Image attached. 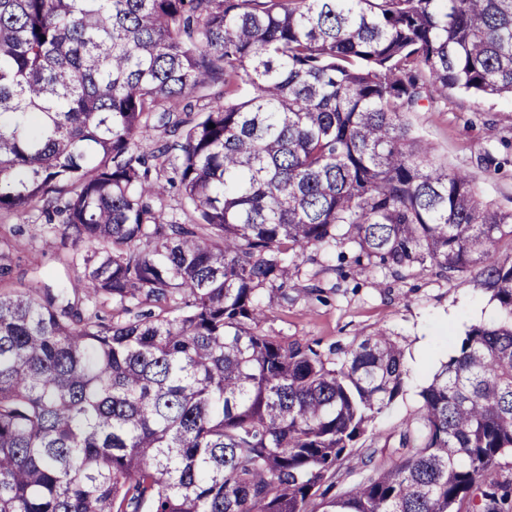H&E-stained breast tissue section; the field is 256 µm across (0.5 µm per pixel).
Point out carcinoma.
Here are the masks:
<instances>
[{
  "label": "carcinoma",
  "instance_id": "carcinoma-1",
  "mask_svg": "<svg viewBox=\"0 0 512 512\" xmlns=\"http://www.w3.org/2000/svg\"><path fill=\"white\" fill-rule=\"evenodd\" d=\"M455 89L512 98V0H0V212L61 215L85 268L12 287L0 224V512H512V209L477 192L502 162L451 168L408 120ZM309 247L474 272L502 311L342 490L406 371L384 331L339 362L263 331ZM223 88L220 84L196 91L192 96L180 102L178 110L183 119H195L199 112H203L210 107L213 96ZM188 105V106H186ZM190 105V106H189ZM182 110L184 112H182ZM190 113V114H186Z\"/></svg>",
  "mask_w": 512,
  "mask_h": 512
}]
</instances>
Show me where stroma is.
Listing matches in <instances>:
<instances>
[{"label": "stroma", "instance_id": "stroma-1", "mask_svg": "<svg viewBox=\"0 0 512 512\" xmlns=\"http://www.w3.org/2000/svg\"><path fill=\"white\" fill-rule=\"evenodd\" d=\"M410 119L435 155L450 166L476 169L487 149L505 157L499 174L480 182L478 190L484 199L512 209V99L478 100L452 91L438 106L412 113ZM43 222L37 204L21 215H0V224L25 229L16 242L14 280L38 278L55 286L82 276L83 267L68 261L72 246L43 233ZM297 262L298 276L270 306L263 329L288 341L310 343L324 353L349 349L381 329L398 341L406 369L404 390L376 415L361 441L374 449L377 461L391 464L401 455L402 424L418 409L421 390L453 355L457 339L471 325L498 320L499 309L471 275L450 281L436 271L416 268L397 278L378 267L344 278L337 252L313 248Z\"/></svg>", "mask_w": 512, "mask_h": 512}]
</instances>
